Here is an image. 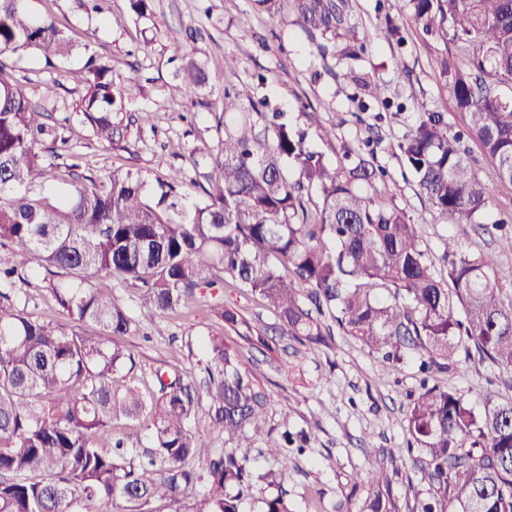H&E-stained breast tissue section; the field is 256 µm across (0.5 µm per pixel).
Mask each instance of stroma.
<instances>
[{"label": "stroma", "instance_id": "35a3bbf8", "mask_svg": "<svg viewBox=\"0 0 512 512\" xmlns=\"http://www.w3.org/2000/svg\"><path fill=\"white\" fill-rule=\"evenodd\" d=\"M26 4L34 14L52 15L75 50L53 68L34 53L7 59L0 76L24 83L31 98L52 113L53 125H61L82 97L85 57L91 52L111 60L116 84L139 78L142 92L126 102V112L153 115L152 127L130 126L119 148L91 136L58 146L54 185L32 187L31 197L47 198L64 187L73 154L84 157L86 173L131 171L151 190L178 170L192 185L193 195H200L222 148L224 126L217 117L224 93L231 91L256 125H264L262 113L267 110L287 113L291 125L308 127L311 148L330 159L359 148L371 131H378L377 159L392 177L386 200L418 224L429 255L439 254L440 238L448 235L462 251L485 253L498 264L512 266V255L498 254V233L492 227L504 214H512V185L495 187L481 224H449L418 195L412 175L397 156V141L414 113L440 111L454 126L464 124L440 75L441 63L459 65L458 52L439 37L416 30L406 0H346L347 24L325 33L306 31L295 0H278L271 14L259 10L254 0H152L150 13L142 18L129 0H109L103 16L86 11L82 0ZM246 19L254 35L245 39L240 25ZM390 19L404 26V44L389 38ZM348 43L365 47L361 60L351 67L338 55ZM228 55L236 59L235 71L224 68ZM185 56L202 63L209 76L192 97L186 96L175 75V60ZM350 70L355 73L351 79L346 76ZM365 81L383 87V96L366 95L361 87ZM310 112L320 114L321 126H335V139L324 140L320 126H309ZM340 114L348 121L339 127L335 121ZM96 283L111 291L142 330L123 340L135 366L123 372L122 384L150 385L151 373L159 367L200 371L208 361L203 341L219 338L236 350L259 390L272 398L258 446L272 445L284 423L309 434V448L295 457L281 487L257 483L243 501L242 512H262L264 499L280 492L290 512H348L366 496L365 474L372 468L383 470L388 478L397 512H416L425 488L406 452V411L411 396L419 392L414 359L388 362L340 331L327 346L279 337L274 315L256 297L236 288L225 289V304L237 309L255 334L275 339L273 350L253 347L206 309L188 317L161 316L141 307L133 288L107 277ZM457 361L455 369L435 374V384L457 390L476 407L489 387L512 398V373L462 352Z\"/></svg>", "mask_w": 512, "mask_h": 512}]
</instances>
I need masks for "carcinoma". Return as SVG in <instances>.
<instances>
[{"label": "carcinoma", "instance_id": "cac0c4a2", "mask_svg": "<svg viewBox=\"0 0 512 512\" xmlns=\"http://www.w3.org/2000/svg\"><path fill=\"white\" fill-rule=\"evenodd\" d=\"M303 25L332 31L345 22L338 0H296ZM415 25L464 55L441 64L465 127L448 115L417 112L397 143L419 194L457 224H475L493 189L512 184V0H408ZM30 50L51 65L68 57L71 40L50 16L34 17L24 0H0V72L4 59ZM85 94L70 136L124 139L122 111L138 81L116 87L112 63L88 54ZM186 94L208 82L203 65L181 60ZM25 85L0 78V512H240L252 489L248 464L269 457L288 471L286 449L305 447L303 432L255 445L267 397L237 354L212 339L207 378L152 371L156 391L116 387L133 356L121 345L139 325L90 284L104 275L136 289L141 306L177 314L203 302L238 335L251 326L224 305V282L258 297L283 336L324 343L333 328L371 353L401 361L416 353L419 370L448 369L455 356L477 353L512 371V267L495 272L479 254L441 236L440 266L422 249L418 225L381 196L387 171L367 141L331 161L307 143V131L282 112L264 115L255 133L237 95L224 90V148L210 188L187 204L173 174L153 203L138 174L112 171L58 193L29 196L54 179L56 150L35 146L55 133ZM491 164L482 176L469 143ZM320 202L309 206L305 193ZM43 268L60 312L96 331L80 333L20 307L14 288ZM394 289L391 297L378 290ZM208 431H195L199 412ZM149 419L147 445L127 448L112 422ZM408 452L427 486L419 512H512V399L488 392L482 409L453 389L420 383L407 412ZM224 447L215 446V440ZM372 495L356 512H396L383 476L366 474Z\"/></svg>", "mask_w": 512, "mask_h": 512}]
</instances>
